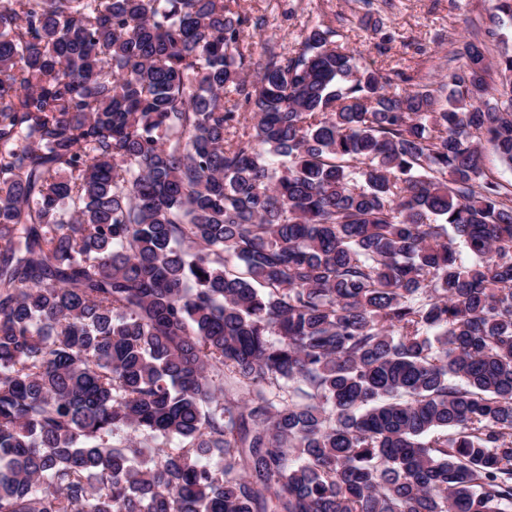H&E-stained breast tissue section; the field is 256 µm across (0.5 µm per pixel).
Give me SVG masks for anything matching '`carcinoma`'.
I'll list each match as a JSON object with an SVG mask.
<instances>
[{
	"mask_svg": "<svg viewBox=\"0 0 512 512\" xmlns=\"http://www.w3.org/2000/svg\"><path fill=\"white\" fill-rule=\"evenodd\" d=\"M232 3L0 0V512H512V54ZM484 156L487 174L512 190V169L501 164L489 147L485 149Z\"/></svg>",
	"mask_w": 512,
	"mask_h": 512,
	"instance_id": "obj_1",
	"label": "carcinoma"
}]
</instances>
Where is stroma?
Returning a JSON list of instances; mask_svg holds the SVG:
<instances>
[{"instance_id": "stroma-1", "label": "stroma", "mask_w": 512, "mask_h": 512, "mask_svg": "<svg viewBox=\"0 0 512 512\" xmlns=\"http://www.w3.org/2000/svg\"><path fill=\"white\" fill-rule=\"evenodd\" d=\"M242 12L267 19L265 32L245 30L253 56L297 47L304 31L333 23L336 40L363 61L405 71L419 81L448 76L465 42L490 25L493 0H239Z\"/></svg>"}]
</instances>
